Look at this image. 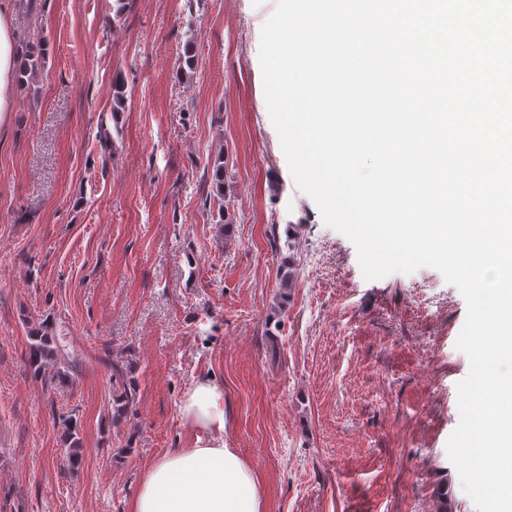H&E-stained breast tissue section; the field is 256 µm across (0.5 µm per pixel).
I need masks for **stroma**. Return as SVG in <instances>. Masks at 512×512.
<instances>
[{
	"instance_id": "obj_1",
	"label": "stroma",
	"mask_w": 512,
	"mask_h": 512,
	"mask_svg": "<svg viewBox=\"0 0 512 512\" xmlns=\"http://www.w3.org/2000/svg\"><path fill=\"white\" fill-rule=\"evenodd\" d=\"M275 6L17 9L20 46L42 40L45 55L0 130V512H127L145 466L195 446L179 404L203 377L223 386L228 444L257 469L268 512H439L443 488L450 512H477L446 448L470 368L456 346L466 301L427 266L365 279L297 188L259 62ZM118 71L127 103L108 150L97 131ZM46 320L83 356L49 394L28 367ZM116 359L139 391L119 432ZM63 414L80 425L75 468Z\"/></svg>"
}]
</instances>
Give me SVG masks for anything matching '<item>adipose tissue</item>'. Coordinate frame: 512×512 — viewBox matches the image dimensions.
Returning a JSON list of instances; mask_svg holds the SVG:
<instances>
[{"mask_svg":"<svg viewBox=\"0 0 512 512\" xmlns=\"http://www.w3.org/2000/svg\"><path fill=\"white\" fill-rule=\"evenodd\" d=\"M14 0H0V127L15 109L21 50ZM222 388L213 379L193 381L179 412L199 431L195 447L174 448L142 470L129 512H266L265 487L252 465L224 439Z\"/></svg>","mask_w":512,"mask_h":512,"instance_id":"ef3b65f1","label":"adipose tissue"}]
</instances>
